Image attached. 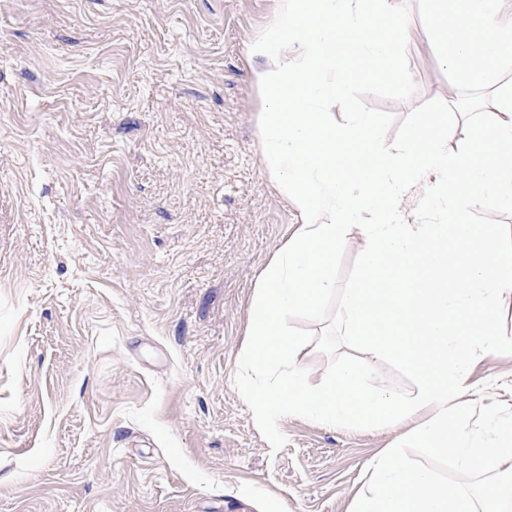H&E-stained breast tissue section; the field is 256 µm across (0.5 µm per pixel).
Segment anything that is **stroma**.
I'll return each mask as SVG.
<instances>
[{
  "instance_id": "stroma-1",
  "label": "stroma",
  "mask_w": 512,
  "mask_h": 512,
  "mask_svg": "<svg viewBox=\"0 0 512 512\" xmlns=\"http://www.w3.org/2000/svg\"><path fill=\"white\" fill-rule=\"evenodd\" d=\"M275 0H0V512H351L407 426L289 415L234 385L259 272L301 216L262 154ZM417 92L457 95L412 15ZM512 406V355L471 366Z\"/></svg>"
}]
</instances>
